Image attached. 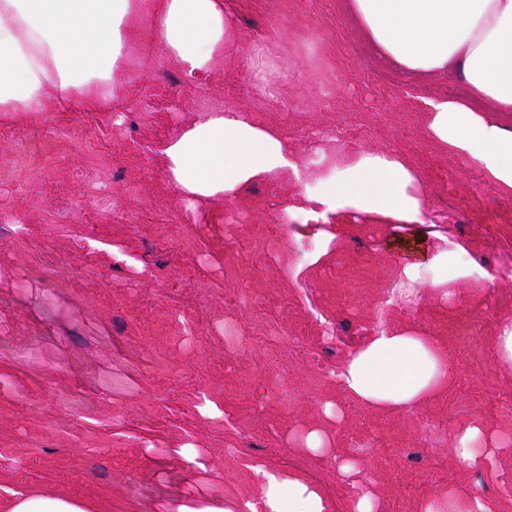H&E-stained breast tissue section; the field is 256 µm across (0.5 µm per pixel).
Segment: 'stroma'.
<instances>
[{
  "label": "stroma",
  "instance_id": "obj_1",
  "mask_svg": "<svg viewBox=\"0 0 512 512\" xmlns=\"http://www.w3.org/2000/svg\"><path fill=\"white\" fill-rule=\"evenodd\" d=\"M224 2L234 25L211 70H181L137 20L111 103L73 97L0 117V493L162 512L191 495L255 497L261 464L300 472L345 512L343 457L371 479L383 512H418L443 490L512 512V452L497 482L451 451L471 423L512 438V368L494 359L496 324L512 316V195L441 151L419 103L456 85L413 81L374 56L346 0ZM224 107L279 131L304 168L339 152L343 132L398 154L430 211H465L440 235L505 265L484 303H467L460 284L457 305L430 292L409 317L441 337L456 370L439 399L380 412L332 377L379 322L400 320L387 305L397 272L426 263L439 235L348 216L339 248L313 263L312 229L285 220L290 181L188 207L162 148ZM206 398L223 417L200 412ZM329 403L340 419L325 414ZM311 428L330 434L326 455L300 447ZM184 444L199 448L205 470L165 461Z\"/></svg>",
  "mask_w": 512,
  "mask_h": 512
}]
</instances>
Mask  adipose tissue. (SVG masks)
I'll return each mask as SVG.
<instances>
[{"mask_svg":"<svg viewBox=\"0 0 512 512\" xmlns=\"http://www.w3.org/2000/svg\"><path fill=\"white\" fill-rule=\"evenodd\" d=\"M347 11L374 53L418 79L447 77L456 95L422 99L427 130L442 149L476 168L494 190L512 194V0H347ZM149 17L164 51L188 73L210 70L224 55L231 21L224 0H0V112H42L78 95L107 102L122 83L129 28ZM169 179L188 203L236 198L256 182L292 179L299 190L283 208L293 223L312 226L318 255L331 248L329 224L344 214L381 224H421L428 201L418 174L398 155L359 150L337 157L328 173L297 164L287 140L257 125L247 110L201 113L164 147ZM490 272L460 243L445 241L428 263L407 264L388 300L414 311L425 290L484 299ZM455 369L443 341L412 325H380L375 335L333 371L337 385L364 407L412 411L438 399ZM511 442L477 424L459 429L455 458L472 471L495 474ZM253 471L255 499L176 500L165 512H331L324 492L301 473ZM353 494L348 512H380L370 480L356 464L338 463ZM0 512H99L92 499L15 491Z\"/></svg>","mask_w":512,"mask_h":512,"instance_id":"obj_1","label":"adipose tissue"}]
</instances>
